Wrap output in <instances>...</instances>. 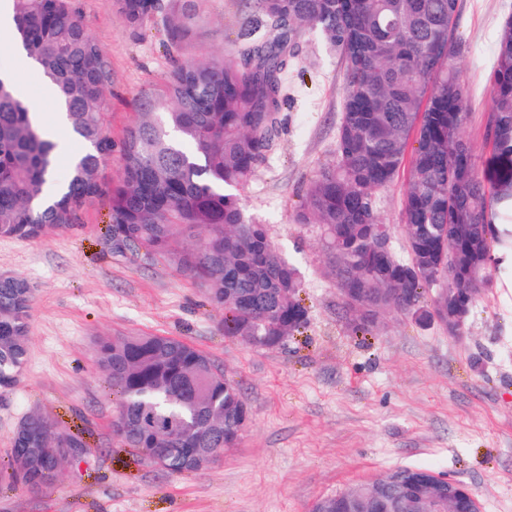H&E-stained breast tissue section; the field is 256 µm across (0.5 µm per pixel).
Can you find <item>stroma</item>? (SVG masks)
Segmentation results:
<instances>
[{"mask_svg":"<svg viewBox=\"0 0 512 512\" xmlns=\"http://www.w3.org/2000/svg\"><path fill=\"white\" fill-rule=\"evenodd\" d=\"M77 5L112 62L107 127L118 143L138 118V98L163 87L174 60L226 54L248 11L247 0H206L196 33L175 51L161 19L135 31L115 0ZM511 13L512 0H459L464 136L483 173L493 165L491 68L500 23ZM295 53L279 136L241 196L298 265L307 328L272 349L226 337L224 312L203 288L160 257L112 248L105 196L88 202L70 230L0 238V275L26 279L35 297L28 362L15 388L0 395V466L31 412L63 422L86 443L39 492L0 481V512H310L319 498L399 467L465 482L482 512H512V267L493 271L462 338L396 313L374 335L353 334L316 233L293 220L307 183L334 157L343 66L314 32ZM140 334L186 339L241 391L250 419L222 460L172 477L113 435L119 396L96 364L95 342Z\"/></svg>","mask_w":512,"mask_h":512,"instance_id":"1","label":"stroma"}]
</instances>
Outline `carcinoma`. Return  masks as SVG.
<instances>
[{
    "label": "carcinoma",
    "instance_id": "cac0c4a2",
    "mask_svg": "<svg viewBox=\"0 0 512 512\" xmlns=\"http://www.w3.org/2000/svg\"><path fill=\"white\" fill-rule=\"evenodd\" d=\"M204 0H116L133 29L162 17L169 46L178 48L203 19ZM15 39L55 88L69 132L85 151L50 201L42 196L53 144L33 123L29 105L0 80V238L35 239L70 229L83 206L105 193L107 236L123 249L141 248L169 260L224 309V335L270 343L302 333L299 268L276 250L267 226L246 213L240 191L265 164L288 104L286 78L297 39L318 32L339 56L345 95L335 158L302 194L294 221L317 228L326 269L384 313L419 305L427 290L452 278L470 288L477 273L496 268L509 247L495 229L512 212V16L502 25L490 93L495 165L479 173L463 135L468 101L454 35L458 0H256L241 22L233 52L180 63L164 89L138 102V121L120 146L121 171L108 186L98 179L112 153L106 95L112 80L107 53L90 36L74 0H12ZM408 170L402 232L406 256L376 251L389 234L377 193ZM453 272H448V257ZM33 290L23 278L0 280V393L13 389L27 364ZM353 333L371 335L363 319ZM97 364L120 393L113 431L165 473L189 472L181 449L218 439L236 444L249 409L204 351L157 334L96 341ZM68 458L56 432L32 413L12 438L8 478L38 491Z\"/></svg>",
    "mask_w": 512,
    "mask_h": 512
}]
</instances>
